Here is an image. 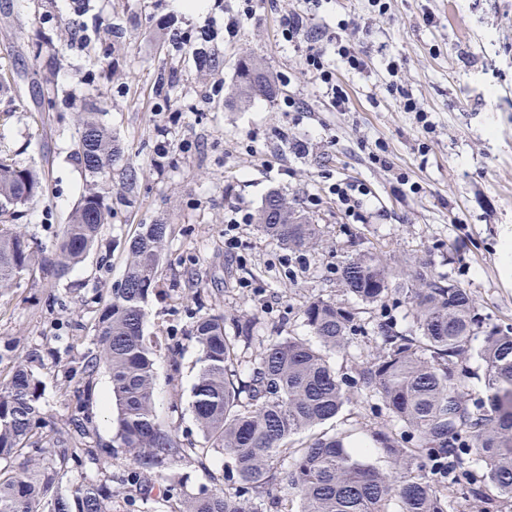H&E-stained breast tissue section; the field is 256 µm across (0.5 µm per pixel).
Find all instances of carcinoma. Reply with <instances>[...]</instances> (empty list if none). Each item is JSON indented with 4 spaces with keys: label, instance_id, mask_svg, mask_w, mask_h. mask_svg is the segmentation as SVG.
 I'll list each match as a JSON object with an SVG mask.
<instances>
[{
    "label": "carcinoma",
    "instance_id": "carcinoma-1",
    "mask_svg": "<svg viewBox=\"0 0 512 512\" xmlns=\"http://www.w3.org/2000/svg\"><path fill=\"white\" fill-rule=\"evenodd\" d=\"M273 92L259 60L240 62L241 101ZM119 153L100 113H82L76 155L89 177L86 190L70 224L48 252L37 253L14 225L0 224V288H11L26 277L59 282L83 261L110 215L97 180ZM39 189L33 171L0 157L1 214L25 205ZM254 221L264 235L290 250L319 244V225L278 192L265 198ZM167 235L166 224L142 225L129 244L122 285L99 314L97 351L72 368L88 377L100 369L109 373L117 447L133 460V470L122 482L145 498L149 477L165 464L189 451L204 461L213 451L224 456L234 487L203 486L170 512H264L265 505L290 512L289 499L270 497L273 485L299 500L298 512H449L444 490L450 484L462 495L479 499L484 512H500L512 503V329L484 336L478 356L486 366L488 396L470 407L465 399L466 361L480 329L472 295L442 273L425 266L390 267L373 253L343 258L337 274L343 291L368 306L396 291L414 307L419 335L403 334L392 322L378 321L377 352L352 379L418 435L408 446L387 423L373 431L374 440L394 460L396 473L363 462L361 451L350 448L341 435L319 434L298 448L289 445L293 437L336 418L349 402L329 354L347 350L359 325L355 313L320 298L303 309L318 344L282 336L261 349L245 380L235 362L239 342L251 338L250 325L219 310L191 316L186 337L199 352L191 408L205 446L184 443L156 418L153 341L143 333L145 303L158 288ZM70 408L75 430L59 434L48 446L44 429L49 421L32 370L20 362L0 384V459L24 454L32 463L19 472L0 469V512H112V488L107 484L92 479L60 485L55 449H71L70 460L77 463L84 456L98 463L112 456L110 448L85 447V394L74 391ZM468 460L483 470L496 497L485 496L472 480Z\"/></svg>",
    "mask_w": 512,
    "mask_h": 512
}]
</instances>
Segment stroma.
Listing matches in <instances>:
<instances>
[{"label": "stroma", "instance_id": "35a3bbf8", "mask_svg": "<svg viewBox=\"0 0 512 512\" xmlns=\"http://www.w3.org/2000/svg\"><path fill=\"white\" fill-rule=\"evenodd\" d=\"M327 0L309 35L350 43L364 55L357 71L328 60L348 96L336 109L307 73L301 48L280 34L282 15L306 0H0V156L34 171L44 191L0 222L21 225L33 249H50L81 198L85 176L75 154L77 116L102 112L121 158L99 181L111 207L98 243L62 281L24 279L0 289V379L23 360L41 380L51 426L71 427L74 388L89 386L92 447H113L104 469L69 462L63 484L110 481L112 512H169L167 491L185 499L209 476L227 485L224 459L172 460L151 477L142 503L123 478L131 468L114 448L116 409L105 371L74 373L91 351L104 299L119 287L127 245L142 225L171 233L160 287L144 333L157 343L158 421L203 445L191 410L197 349L183 344L179 375L167 349L195 311L254 318L261 343L310 338L303 307L333 299L363 311L336 275L347 255L377 254L393 267L425 262L471 293L481 330L512 327V264L499 245L512 239V0ZM262 59L275 97L242 104L237 66ZM412 93L425 117L404 109ZM361 185L353 208L331 188ZM279 191L320 227L316 248L292 252L252 218ZM244 216L228 247L230 210ZM322 434L363 448L365 463L395 470L368 434L388 414L354 387Z\"/></svg>", "mask_w": 512, "mask_h": 512}]
</instances>
